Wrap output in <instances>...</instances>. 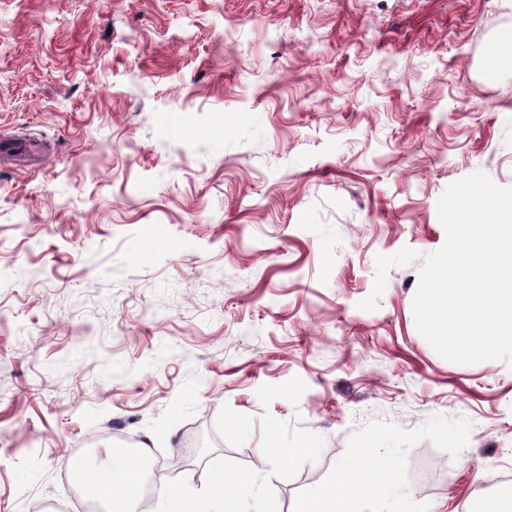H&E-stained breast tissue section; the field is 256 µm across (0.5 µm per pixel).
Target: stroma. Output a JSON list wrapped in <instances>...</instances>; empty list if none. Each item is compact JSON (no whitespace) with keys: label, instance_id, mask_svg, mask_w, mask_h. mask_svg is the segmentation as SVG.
Instances as JSON below:
<instances>
[{"label":"stroma","instance_id":"obj_1","mask_svg":"<svg viewBox=\"0 0 512 512\" xmlns=\"http://www.w3.org/2000/svg\"><path fill=\"white\" fill-rule=\"evenodd\" d=\"M512 0H0V512H86L68 463L148 448L296 512L365 456L354 512L512 488V366L418 333L437 202L512 186ZM294 456H285V449Z\"/></svg>","mask_w":512,"mask_h":512}]
</instances>
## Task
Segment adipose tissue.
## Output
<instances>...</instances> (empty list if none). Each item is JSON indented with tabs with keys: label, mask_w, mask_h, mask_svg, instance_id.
<instances>
[{
	"label": "adipose tissue",
	"mask_w": 512,
	"mask_h": 512,
	"mask_svg": "<svg viewBox=\"0 0 512 512\" xmlns=\"http://www.w3.org/2000/svg\"><path fill=\"white\" fill-rule=\"evenodd\" d=\"M391 480L388 471L369 466L356 472H342L339 481L329 482L303 499L297 512H351L354 500L363 494L379 491ZM241 482L240 477L217 478L202 499H187L177 488L160 486L161 497L177 505L192 502L191 512H218L230 491ZM144 485L143 469L126 456L114 461L109 471L97 472L92 486L87 487L89 497L107 504L110 512H128Z\"/></svg>",
	"instance_id": "ef3b65f1"
}]
</instances>
